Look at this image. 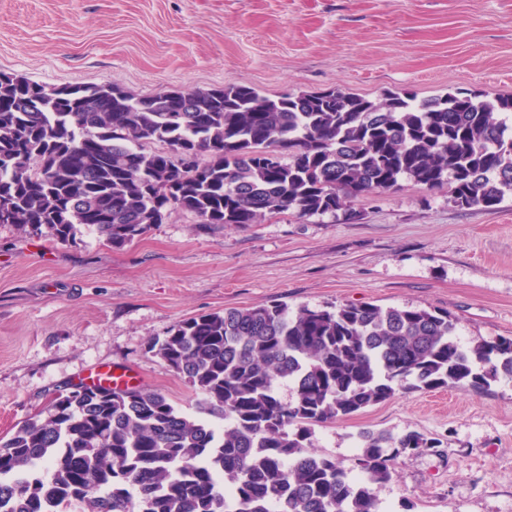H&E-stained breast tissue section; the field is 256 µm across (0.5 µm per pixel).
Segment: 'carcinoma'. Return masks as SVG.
Instances as JSON below:
<instances>
[{
    "label": "carcinoma",
    "instance_id": "carcinoma-1",
    "mask_svg": "<svg viewBox=\"0 0 512 512\" xmlns=\"http://www.w3.org/2000/svg\"><path fill=\"white\" fill-rule=\"evenodd\" d=\"M404 180L446 183L462 209L499 205L512 193V97L271 99L235 86L135 98L0 72V224L60 243L84 224L122 246L177 208L203 224L347 215ZM458 323L370 303L183 320L149 352L189 384L196 411L144 387L57 390L0 439V512H377L373 486L395 461L441 441L362 431L351 470L309 451L314 427L400 389L511 380L512 338L465 345Z\"/></svg>",
    "mask_w": 512,
    "mask_h": 512
}]
</instances>
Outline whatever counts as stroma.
Segmentation results:
<instances>
[{
	"instance_id": "stroma-1",
	"label": "stroma",
	"mask_w": 512,
	"mask_h": 512,
	"mask_svg": "<svg viewBox=\"0 0 512 512\" xmlns=\"http://www.w3.org/2000/svg\"><path fill=\"white\" fill-rule=\"evenodd\" d=\"M0 72L134 97L248 85L274 98L339 87L375 100L462 88L512 96V0H0ZM356 216L204 224L175 209L115 247L0 224V438L95 369L128 370L187 412L197 397L148 350L181 320L230 308H439L458 338L512 337V197L459 209L403 182ZM441 440L400 457L379 512H512V381L397 392L316 427L352 467L362 430Z\"/></svg>"
}]
</instances>
